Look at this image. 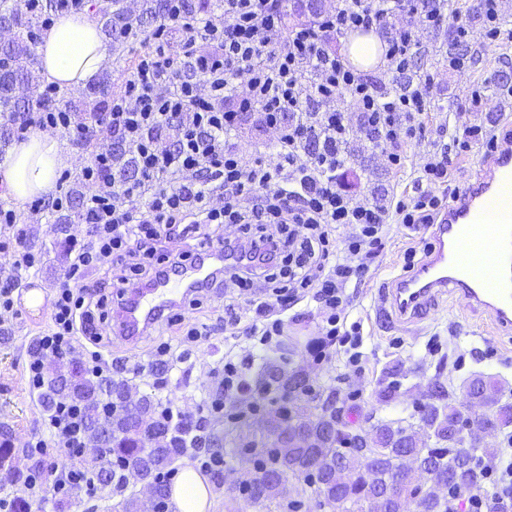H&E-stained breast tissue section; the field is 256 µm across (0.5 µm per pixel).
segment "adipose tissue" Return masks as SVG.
<instances>
[{
	"instance_id": "adipose-tissue-1",
	"label": "adipose tissue",
	"mask_w": 512,
	"mask_h": 512,
	"mask_svg": "<svg viewBox=\"0 0 512 512\" xmlns=\"http://www.w3.org/2000/svg\"><path fill=\"white\" fill-rule=\"evenodd\" d=\"M37 53L44 75L60 88L72 89L98 77L107 46L100 27L89 15H64L44 35ZM67 165L57 133L34 126L0 162V184L21 208L33 199L54 193ZM211 496L207 478L193 466L183 467L171 491L176 512H208Z\"/></svg>"
}]
</instances>
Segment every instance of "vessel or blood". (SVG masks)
<instances>
[{"label":"vessel or blood","instance_id":"1","mask_svg":"<svg viewBox=\"0 0 512 512\" xmlns=\"http://www.w3.org/2000/svg\"><path fill=\"white\" fill-rule=\"evenodd\" d=\"M507 187L512 188L510 139L481 157L472 181L441 212L425 259L412 273L392 279L386 300L400 323L419 320L439 294L448 292L486 312L498 331H512V203L501 198ZM186 284L222 293L201 261L163 275L150 289H122L114 303V336L136 345L163 320Z\"/></svg>","mask_w":512,"mask_h":512}]
</instances>
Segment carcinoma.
Returning a JSON list of instances; mask_svg holds the SVG:
<instances>
[{"mask_svg":"<svg viewBox=\"0 0 512 512\" xmlns=\"http://www.w3.org/2000/svg\"><path fill=\"white\" fill-rule=\"evenodd\" d=\"M52 0L41 7H21L17 0H0V23L18 32V39L0 44V114L7 118L27 119L31 112H45L51 102L45 99L39 63L29 45V36L45 25V12ZM220 4L214 0H183L186 12L197 15L211 13ZM166 14V0H144L141 13L131 18L124 0H106L99 8L102 31L108 38L109 55H119L123 43L112 40V32L122 26L140 29L146 18L162 19ZM18 84L29 89L28 97L21 101L14 95ZM83 104L88 112H104L112 105V75L103 68L98 84L82 89ZM275 382L284 390L300 387L301 404L292 412H280L268 421L272 441L252 442L250 447L263 448L255 460V469L242 481L250 502L265 507L278 504L284 512H299L301 501L286 496L282 484L264 482L269 471L297 472L314 487L318 505H327L335 512H450L448 497L424 491L427 483L444 484L451 492H465L484 483L485 473L480 460L495 455V450L479 443L471 445L467 454H461L455 432L462 421L482 431H501L512 425V402L500 399L498 385L482 376L467 384L469 397L486 410L473 417L463 413L452 403V392L436 379L431 383L430 402L419 410V421L404 418L385 420L376 417V411L366 414L369 423L373 458L368 461L351 452L344 438L326 432L325 416H342L344 408L335 405L317 408L316 395L308 394L309 379L292 371L275 375ZM127 384L110 379L86 377L79 364L72 366L71 379L54 380L44 393L42 401L49 408L61 397H69L83 406L90 433L110 448L106 464L97 461L85 463L91 477L105 486H112V494L121 496L126 486L116 478V472L107 465H122L140 459L147 452V444L164 439L168 453L180 459L189 451L186 431L171 426L167 421L156 423L136 419L129 408L108 420H101L99 411L105 399L118 394L126 396ZM403 455H409L419 464L420 471L407 478L403 491L394 498L385 496L384 490ZM487 512H512V495L500 494L488 500Z\"/></svg>","mask_w":512,"mask_h":512,"instance_id":"cac0c4a2","label":"carcinoma"}]
</instances>
